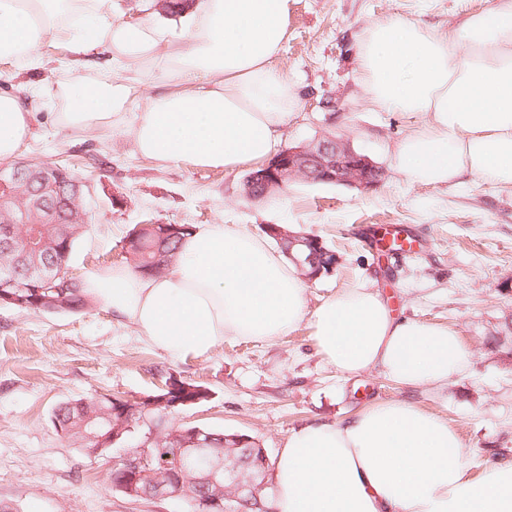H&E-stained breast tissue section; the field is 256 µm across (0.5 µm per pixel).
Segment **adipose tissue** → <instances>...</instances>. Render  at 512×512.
<instances>
[{"label": "adipose tissue", "instance_id": "obj_1", "mask_svg": "<svg viewBox=\"0 0 512 512\" xmlns=\"http://www.w3.org/2000/svg\"><path fill=\"white\" fill-rule=\"evenodd\" d=\"M292 0H195L187 29L112 16V0H0V64L23 71L36 50L62 41L76 64L104 47L109 69L57 84L60 123L77 133L128 132L158 165L234 170L267 158L299 104L275 67ZM134 63L163 88L129 112ZM361 85L388 112L422 124L392 148L395 169L425 185L474 175L512 186V0L466 15L454 34L390 18L362 39ZM25 101L0 92V161L31 132ZM84 286L174 359L203 357L225 338L273 342L310 320L322 357L344 376L380 370L408 387L441 388L467 371L456 331L394 315L357 284L306 311V287L285 257L235 224H203L173 268L127 265L89 273ZM444 419L405 400L380 401L340 423L293 432L274 462L275 512H512V463L482 482Z\"/></svg>", "mask_w": 512, "mask_h": 512}]
</instances>
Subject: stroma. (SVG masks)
Returning a JSON list of instances; mask_svg holds the SVG:
<instances>
[{
	"mask_svg": "<svg viewBox=\"0 0 512 512\" xmlns=\"http://www.w3.org/2000/svg\"><path fill=\"white\" fill-rule=\"evenodd\" d=\"M497 0H292L288 41L276 66L295 82L300 103L281 147L326 135L349 141L384 171L377 188L290 180L264 200L244 196L250 166L226 171L163 168L136 153L128 133L77 134L55 119L52 90L70 77L67 52L42 45L43 65L19 72L0 65V91L25 100L32 131L19 156L68 159L87 179L91 226L70 259L81 278L122 263L124 238L137 224L266 225L315 235L338 256L307 283L308 311L359 282L379 288L402 317L453 328L473 354L470 368L440 389L398 385L379 371L342 378L318 353L310 320L274 342L225 338L208 356L174 361L151 347L103 300L73 313L0 306V507L7 512H189L179 497L132 501L113 491V466L145 442L137 427L105 456L69 446L54 425L59 405L88 396L140 400L168 378L203 385L207 402L174 409V426L245 434L276 457L294 431L338 422L382 400L406 399L448 420L474 479L512 462V187L478 177L456 186L422 185L392 166L393 145L419 117L372 105L359 85L365 32L393 16L452 33L465 15ZM44 93L31 98L29 88ZM417 248L383 255L389 226Z\"/></svg>",
	"mask_w": 512,
	"mask_h": 512,
	"instance_id": "35a3bbf8",
	"label": "stroma"
}]
</instances>
